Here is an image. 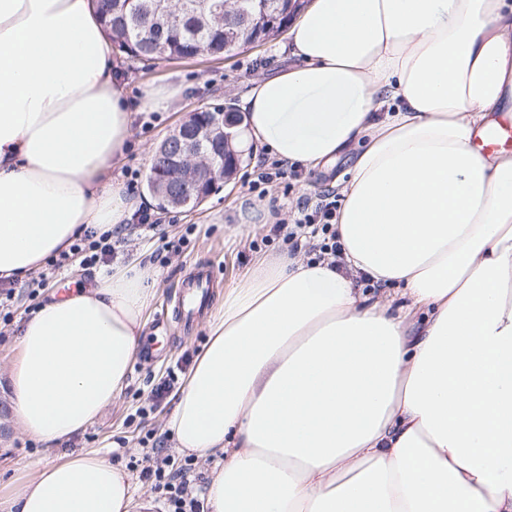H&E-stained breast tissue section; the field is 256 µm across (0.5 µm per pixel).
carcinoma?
I'll list each match as a JSON object with an SVG mask.
<instances>
[{"label":"carcinoma","instance_id":"1","mask_svg":"<svg viewBox=\"0 0 512 512\" xmlns=\"http://www.w3.org/2000/svg\"><path fill=\"white\" fill-rule=\"evenodd\" d=\"M102 17L106 31L118 51L133 61L150 62L160 58L191 59L223 56L247 46L253 30L243 20L212 8L224 0H208L210 7L197 10L196 0H185L187 9L162 28H155L150 0H143L145 11L136 21L124 19L125 0H103ZM164 45V56L153 53L155 41Z\"/></svg>","mask_w":512,"mask_h":512}]
</instances>
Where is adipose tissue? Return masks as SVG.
<instances>
[{"instance_id": "ef3b65f1", "label": "adipose tissue", "mask_w": 512, "mask_h": 512, "mask_svg": "<svg viewBox=\"0 0 512 512\" xmlns=\"http://www.w3.org/2000/svg\"><path fill=\"white\" fill-rule=\"evenodd\" d=\"M295 66L256 78L251 135L285 164L357 147L345 264L265 257L224 290L167 428L212 457L205 512H512V0H311ZM94 0H0V279L24 280L142 200L138 115ZM400 285V307L360 278ZM155 291L138 264L49 295L9 374L17 426L59 447L122 392ZM423 320H415L416 312ZM97 450L30 470L0 512H155ZM512 140V127L492 128L477 137L476 145L480 148L482 154L493 152L503 140Z\"/></svg>"}]
</instances>
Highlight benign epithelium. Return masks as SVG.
Segmentation results:
<instances>
[{
  "mask_svg": "<svg viewBox=\"0 0 512 512\" xmlns=\"http://www.w3.org/2000/svg\"><path fill=\"white\" fill-rule=\"evenodd\" d=\"M254 23L285 28L289 18L273 9L271 0H260ZM243 123L242 112H216L208 121L190 113L155 150L149 176L152 193L171 207H199L218 184L236 174L241 154L232 143L241 137Z\"/></svg>",
  "mask_w": 512,
  "mask_h": 512,
  "instance_id": "1",
  "label": "benign epithelium"
}]
</instances>
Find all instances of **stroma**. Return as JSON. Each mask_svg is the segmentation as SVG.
Listing matches in <instances>:
<instances>
[{"label": "stroma", "mask_w": 512, "mask_h": 512, "mask_svg": "<svg viewBox=\"0 0 512 512\" xmlns=\"http://www.w3.org/2000/svg\"><path fill=\"white\" fill-rule=\"evenodd\" d=\"M286 42L281 34L226 58L158 60L147 66L123 62L122 80L130 98H138L149 84L181 90L165 109L139 117L136 122L134 147L120 167L123 178L133 179V191L146 193L156 146L188 113L223 103L227 98L243 105L256 73L271 76L292 64ZM274 165L267 147L251 145L236 177L220 185L197 209H157L153 212L154 225L132 221L113 231L112 263L137 257L153 274L155 298L148 311L141 349L122 396L95 424L51 451L7 423L11 415L8 374L17 358L15 341L24 318L36 305L28 296L32 279L15 283L12 319L6 324L0 322V490L17 489L24 469L29 466L94 448L127 471L137 492L152 495L156 492L154 484L141 479L135 467L145 449L152 446L162 448L174 466H189L190 478L198 489H205L212 460L200 456L187 459L175 447L165 429L173 399H164L155 407L148 395L169 369L178 366L190 371L206 339V321L218 311L225 286L250 267L257 256L294 252L300 258H309L311 241H304L301 250H292L283 236L273 232V224L293 223L298 204L313 200L326 190L340 191L350 177L351 159L343 157L327 169L300 166L287 178L260 182V173ZM252 208L261 213V221L243 223V214ZM177 239L182 242L181 251L164 254L163 244ZM206 268L213 270L215 281L203 313L191 321L177 314L163 316V308L174 305L181 281Z\"/></svg>", "instance_id": "obj_1"}]
</instances>
